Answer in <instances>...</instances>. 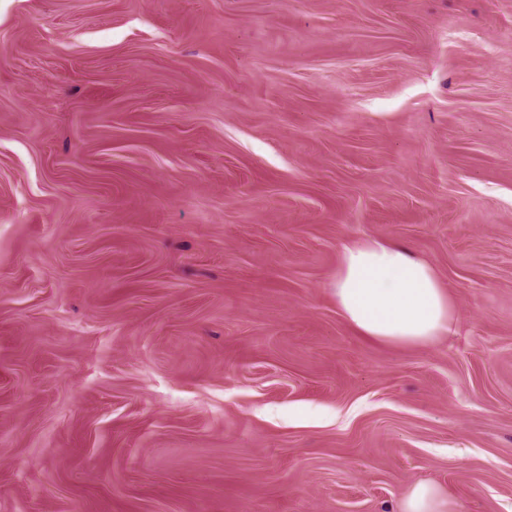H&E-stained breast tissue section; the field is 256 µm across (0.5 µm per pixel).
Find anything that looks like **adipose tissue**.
<instances>
[{
    "label": "adipose tissue",
    "mask_w": 512,
    "mask_h": 512,
    "mask_svg": "<svg viewBox=\"0 0 512 512\" xmlns=\"http://www.w3.org/2000/svg\"><path fill=\"white\" fill-rule=\"evenodd\" d=\"M336 302L361 335L419 346L446 335L456 309L433 266L401 245L369 239L346 244L336 272ZM400 512H453L448 490L418 480Z\"/></svg>",
    "instance_id": "1"
}]
</instances>
